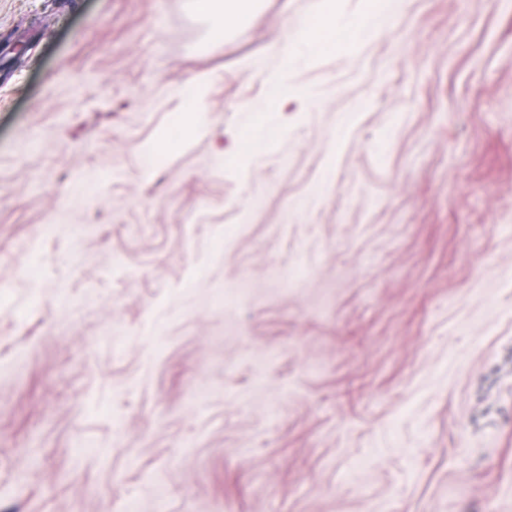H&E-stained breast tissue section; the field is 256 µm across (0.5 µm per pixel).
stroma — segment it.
I'll return each instance as SVG.
<instances>
[{
  "mask_svg": "<svg viewBox=\"0 0 512 512\" xmlns=\"http://www.w3.org/2000/svg\"><path fill=\"white\" fill-rule=\"evenodd\" d=\"M316 4L0 0V512H512V0ZM195 11L205 17L211 26L214 37L220 38L240 20L251 16L258 0H193ZM372 2L367 1L362 23L339 25L336 21L335 1L320 0L318 11L303 19L294 29L297 35L287 38L275 50L278 65L264 72L272 93L275 95L280 93L288 80L294 78L305 58L334 50L341 40L346 44H355L377 34L382 26L377 19ZM336 35L338 39L335 41ZM239 111L247 112L250 117L244 129L240 145L250 153H255L261 148L262 144L276 132L271 126L269 114L266 113L275 111L265 109L260 104L253 102L242 103L239 106Z\"/></svg>",
  "mask_w": 512,
  "mask_h": 512,
  "instance_id": "stroma-1",
  "label": "stroma"
}]
</instances>
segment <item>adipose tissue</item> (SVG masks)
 Returning <instances> with one entry per match:
<instances>
[{
  "label": "adipose tissue",
  "instance_id": "1",
  "mask_svg": "<svg viewBox=\"0 0 512 512\" xmlns=\"http://www.w3.org/2000/svg\"><path fill=\"white\" fill-rule=\"evenodd\" d=\"M258 0H193L195 11L205 17L214 37L225 32L240 20L251 16ZM381 24L373 7H366L359 24H338L335 0H320L318 11L306 17L296 29L295 36L277 49L278 65L267 71L266 81L272 93H280L282 87L294 78L305 58L334 50L337 42L355 44L377 34Z\"/></svg>",
  "mask_w": 512,
  "mask_h": 512
}]
</instances>
